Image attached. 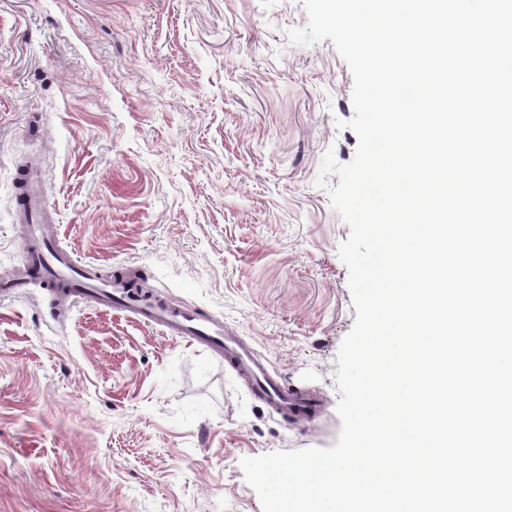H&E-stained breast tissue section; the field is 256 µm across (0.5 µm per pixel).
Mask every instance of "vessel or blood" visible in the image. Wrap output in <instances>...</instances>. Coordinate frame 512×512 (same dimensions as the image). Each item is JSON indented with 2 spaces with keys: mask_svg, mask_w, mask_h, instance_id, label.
<instances>
[{
  "mask_svg": "<svg viewBox=\"0 0 512 512\" xmlns=\"http://www.w3.org/2000/svg\"><path fill=\"white\" fill-rule=\"evenodd\" d=\"M20 189L22 202L17 212L30 230L20 242L11 275L0 279V296L11 295L37 280L61 289L72 302L88 300L123 307L144 322L165 328L169 334L186 336L219 350L232 370L250 380L256 398L283 417L304 420L313 414V399L281 386L253 347L225 329L221 321L201 318L186 307L158 305L133 297L137 279L130 272H122L117 279H105L95 264L75 261L54 250L44 225L45 183L27 172L21 176Z\"/></svg>",
  "mask_w": 512,
  "mask_h": 512,
  "instance_id": "obj_1",
  "label": "vessel or blood"
}]
</instances>
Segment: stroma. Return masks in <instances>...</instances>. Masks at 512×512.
Instances as JSON below:
<instances>
[{"label":"stroma","mask_w":512,"mask_h":512,"mask_svg":"<svg viewBox=\"0 0 512 512\" xmlns=\"http://www.w3.org/2000/svg\"><path fill=\"white\" fill-rule=\"evenodd\" d=\"M307 21L302 0H0V276L33 158L65 253L136 268L318 401L284 420L207 345L29 286L0 297V512H262L243 458L336 444L356 310L317 179L358 138L332 41L288 37Z\"/></svg>","instance_id":"stroma-1"}]
</instances>
